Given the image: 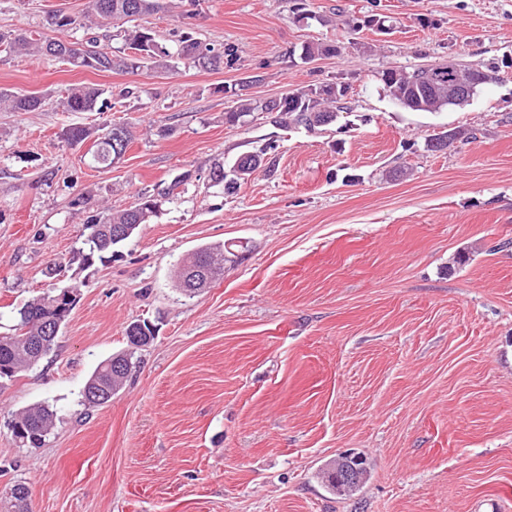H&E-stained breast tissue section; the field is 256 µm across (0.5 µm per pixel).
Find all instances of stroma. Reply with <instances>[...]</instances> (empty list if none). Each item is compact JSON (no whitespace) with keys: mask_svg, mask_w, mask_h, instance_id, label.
<instances>
[{"mask_svg":"<svg viewBox=\"0 0 512 512\" xmlns=\"http://www.w3.org/2000/svg\"><path fill=\"white\" fill-rule=\"evenodd\" d=\"M308 2L326 24L298 20L293 0L149 16L171 51L182 30L234 44L231 68L98 72L0 52V91L46 100L0 110V336L28 301L79 289L54 349L0 382V494L26 485L33 512H512V0ZM88 5L0 0V30L50 38L51 15ZM372 14L394 30L358 27ZM309 41L342 51L297 57ZM449 58L498 78L433 113L394 104L376 78ZM336 82L349 108L318 130L224 120L236 92ZM75 84L108 89L113 109L67 111ZM115 122L133 140L105 168L91 141L62 138ZM455 127L476 139L427 150ZM262 148L267 167L233 194L213 184L215 162ZM165 188L112 260L78 272L92 216ZM208 243L236 259L185 295L173 271ZM144 322L154 339L123 389L86 405L96 365ZM37 404L56 422L31 448L10 423ZM350 453L369 480L329 494L318 470Z\"/></svg>","mask_w":512,"mask_h":512,"instance_id":"35a3bbf8","label":"stroma"}]
</instances>
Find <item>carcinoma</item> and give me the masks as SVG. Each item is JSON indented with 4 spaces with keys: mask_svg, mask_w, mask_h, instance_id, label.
I'll return each mask as SVG.
<instances>
[{
    "mask_svg": "<svg viewBox=\"0 0 512 512\" xmlns=\"http://www.w3.org/2000/svg\"><path fill=\"white\" fill-rule=\"evenodd\" d=\"M173 0H90L89 23H77L73 17L60 13L54 15L51 25L61 34L59 38L37 39L10 31L0 32V47L6 46L15 53L38 54L62 58L75 68L96 71L113 69L133 71L174 70L181 63L200 69H216L223 64L237 61L238 48L224 44L217 48L195 38L192 33L182 31L178 35L177 49L170 53L159 47L154 31L140 24L149 15L168 12ZM107 20L123 29L126 46L130 54L118 55L95 37L79 42H70L66 36L76 27L91 29L97 20ZM341 47L334 43L306 42L301 45L300 56L306 60L337 56ZM473 92L497 79L496 67L469 68ZM379 80L387 96L396 104L415 112H438L449 107H461L467 101H448V64L435 63L427 67L391 68L379 72ZM348 87L326 84L299 89L285 97L256 99L243 93L225 111V119L237 123L255 112L277 113L276 121L284 125L303 126L309 130L325 126L336 120L337 113L348 109L346 99ZM44 100L32 95L11 94L0 91V106L13 112H31L42 107ZM63 106L70 112H105L112 109L106 90L98 85L81 84L69 88ZM474 138V132L460 128L444 131L430 140L434 151L448 149L450 145ZM265 151L240 156L234 166V178L228 180L224 164L214 163L211 180L224 185L232 192L239 180L251 175L264 160ZM92 159L100 167H109L117 161L111 143L110 127L100 129L95 139ZM184 181L174 179L171 186L141 198L140 203L116 213L98 214L88 225L89 234L84 247L79 249V270L85 271L95 261H106L114 248L130 239L140 225L148 223L159 207L160 199L168 196L171 189ZM224 250L221 243L206 244L196 248L184 258L176 272V286L182 287L184 271L190 266L204 263L209 266L213 278L224 274ZM66 300H58L47 294L25 304L17 311L15 333L0 336V378H13L37 364L55 345L59 328L67 316ZM132 349L120 352L100 362L89 376L84 399L90 405H102L112 399V394L122 388L136 367L134 356L139 347L129 341ZM55 421L54 411L47 406H36L21 411L12 422L13 434L33 448H39L50 434ZM327 489L337 494H353L364 484L368 471L365 461L359 456H346L326 465L319 472ZM28 488L17 484L10 489L11 512H29Z\"/></svg>",
    "mask_w": 512,
    "mask_h": 512,
    "instance_id": "obj_1",
    "label": "carcinoma"
}]
</instances>
